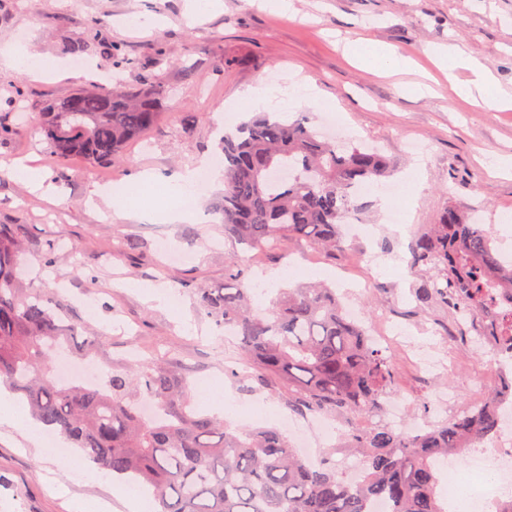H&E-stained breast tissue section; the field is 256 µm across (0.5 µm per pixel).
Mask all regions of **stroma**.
Returning <instances> with one entry per match:
<instances>
[{
	"label": "stroma",
	"instance_id": "1",
	"mask_svg": "<svg viewBox=\"0 0 512 512\" xmlns=\"http://www.w3.org/2000/svg\"><path fill=\"white\" fill-rule=\"evenodd\" d=\"M188 6L189 0H0V50L17 47L66 66L51 79L0 67V125L20 127L18 134L0 138V163L30 158L52 168L33 123L49 104L92 81L115 78L134 85L146 75L167 92L158 124L125 148L122 162L68 161L64 179L56 183L58 202L1 175L0 224L21 230L25 285L44 289L82 324L84 335L101 339L93 357L99 372L159 359L189 377L199 413L212 414L205 393L218 380L220 400L237 408L229 419L232 427L275 426L288 412L285 383L254 367L245 374L227 373V358L235 348L225 345L222 331L201 313L198 291L223 285L224 260L238 253L249 272L265 274V289L254 297L255 308L263 310L279 289L293 284L280 276L288 259L307 255L309 270L330 285L336 265L348 261V251L333 257L317 250L307 254L292 242L284 259L275 253H242L224 236L218 208L223 189L212 186L199 197V219L167 226L170 245L189 254L188 261L172 263L152 236L151 226L161 223V216L126 219L110 209L96 210L90 204L94 191L106 181L124 187L143 169L167 176L194 166L215 154L217 129L225 118L245 120L236 109L243 91L262 80L281 85L297 76L315 85L318 97L301 111H283V118L303 112L317 124L323 113L337 112L346 131L382 149L395 180L405 185L399 205L411 230L435 223L442 209L453 205L471 212L501 250L512 252V229L496 221L497 215L512 213V170L496 171L490 165L492 158L512 156V109L460 99L452 81L469 79V72L448 76L434 58L435 51L458 45L512 93V0H292L287 13L266 9L259 0H221L219 8L199 20L190 19ZM143 15L154 16L157 27L131 25L132 17ZM80 36L120 46L131 66L116 71L106 55L87 52L84 61L97 71L91 78L80 76L65 51ZM360 37L409 56L411 70L391 75L356 63L344 44ZM16 80L24 91L18 107L10 103ZM419 81L431 85L430 94L404 92V85ZM186 112L197 113L193 125L184 124ZM411 141L426 146L423 162L409 154ZM54 232L79 250L59 253L48 268L39 250ZM370 277L375 289L359 298L365 311L391 308L392 298H399L404 328L443 346L442 337L430 335L427 326L430 318L447 319L448 311L417 306L412 294L417 277L410 269L387 264ZM130 280L140 282V289L127 288ZM147 285L165 286L173 305L151 300L143 291ZM455 360L453 372L423 382L407 361L396 359L395 391L409 400L410 416H434L435 390L446 389L460 408L473 381L494 388V375L479 353L461 348ZM82 462L78 449L65 439L53 448L36 445L22 427L1 426L0 512H70L66 499L51 495L53 479L68 483L73 494L110 499L108 480L76 476Z\"/></svg>",
	"mask_w": 512,
	"mask_h": 512
}]
</instances>
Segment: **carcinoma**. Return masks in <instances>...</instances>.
Here are the masks:
<instances>
[{
	"label": "carcinoma",
	"instance_id": "carcinoma-1",
	"mask_svg": "<svg viewBox=\"0 0 512 512\" xmlns=\"http://www.w3.org/2000/svg\"><path fill=\"white\" fill-rule=\"evenodd\" d=\"M165 92L145 76L136 86L78 90L54 102L37 128L59 164L120 160L129 143L153 128ZM224 236L249 248L283 251L290 242L333 256L344 247L342 219L357 209L359 187L391 175L379 151L336 147L309 118L283 122L262 112L221 138ZM62 237L45 239L48 265ZM422 275L415 297L426 307L448 296L461 312L487 323L488 335L512 346V262L464 211L445 208L408 247ZM23 246L0 224V383L24 398L33 415L100 468L152 490L158 512H370L385 499L392 512H447L432 461L460 454L499 430L495 412L476 407L420 434L380 420L394 393L391 356L365 327L347 318L336 289L290 288L259 315L252 309L240 259H226L233 286L200 289L199 307L238 340L239 360L288 385V408L322 413L347 426L345 447L361 454L362 482L348 483L329 462L310 466L275 429L230 430L197 414L190 383L161 360L133 372L115 370L97 385H62L46 369L80 324L61 323L60 308L20 280ZM157 413L144 416L142 398ZM374 420L361 428L355 417Z\"/></svg>",
	"mask_w": 512,
	"mask_h": 512
}]
</instances>
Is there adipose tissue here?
Wrapping results in <instances>:
<instances>
[{
	"instance_id": "1",
	"label": "adipose tissue",
	"mask_w": 512,
	"mask_h": 512,
	"mask_svg": "<svg viewBox=\"0 0 512 512\" xmlns=\"http://www.w3.org/2000/svg\"><path fill=\"white\" fill-rule=\"evenodd\" d=\"M439 59L448 71L464 68L472 72V79L457 84L458 96L493 108H512V94L501 89L493 74L487 71L478 59L457 46L449 47L448 51L440 53ZM316 96L315 87L304 81H296L286 87H274L261 82L241 94L238 106L250 110L281 104L298 108L314 100ZM55 491L58 495L69 496L71 512H112V503L116 500L122 502L128 512H152L150 498L119 484L113 486L114 499L110 502L91 501L70 495L68 487L62 483L56 486Z\"/></svg>"
}]
</instances>
